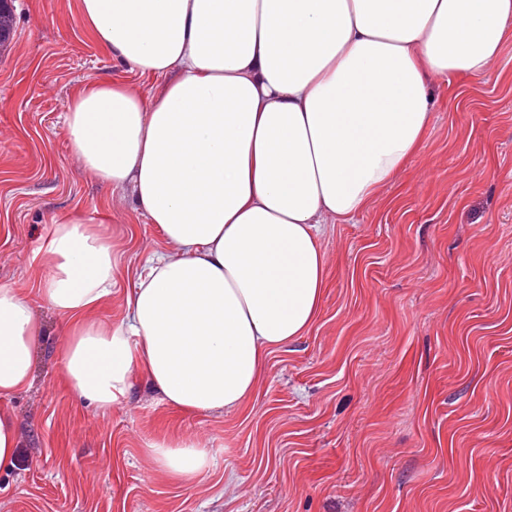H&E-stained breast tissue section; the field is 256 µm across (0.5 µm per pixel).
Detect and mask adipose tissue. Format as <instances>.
I'll return each mask as SVG.
<instances>
[{
  "label": "adipose tissue",
  "mask_w": 512,
  "mask_h": 512,
  "mask_svg": "<svg viewBox=\"0 0 512 512\" xmlns=\"http://www.w3.org/2000/svg\"><path fill=\"white\" fill-rule=\"evenodd\" d=\"M84 27L131 71L67 100L71 153L156 226L126 314L112 295L111 242L82 218L53 220L38 251L39 297L68 321L64 376L110 408L135 373L170 406L232 413L273 350L314 323L326 286L322 240L365 211L418 152L431 79L481 76L512 35V0H78ZM40 325L0 285V467L28 388ZM148 453L172 479L207 472L190 440Z\"/></svg>",
  "instance_id": "1"
}]
</instances>
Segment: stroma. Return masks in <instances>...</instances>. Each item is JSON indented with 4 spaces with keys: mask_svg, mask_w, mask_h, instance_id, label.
Masks as SVG:
<instances>
[{
    "mask_svg": "<svg viewBox=\"0 0 512 512\" xmlns=\"http://www.w3.org/2000/svg\"><path fill=\"white\" fill-rule=\"evenodd\" d=\"M0 58V285L43 335L0 512H512V35L490 71L432 85L418 154L366 212L333 225L310 330L273 351L239 411L186 412L144 376L102 409L63 380L66 323L36 295L52 219L80 216L117 247L116 321L165 241L71 155L63 109L91 79L155 80L105 55L78 0H12ZM188 438L213 465L193 484L147 448Z\"/></svg>",
    "mask_w": 512,
    "mask_h": 512,
    "instance_id": "1",
    "label": "stroma"
}]
</instances>
